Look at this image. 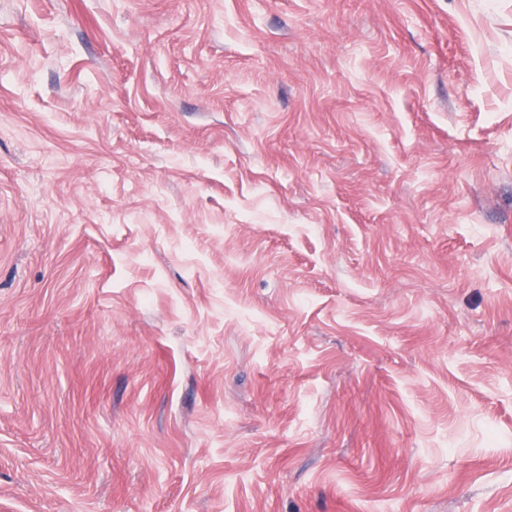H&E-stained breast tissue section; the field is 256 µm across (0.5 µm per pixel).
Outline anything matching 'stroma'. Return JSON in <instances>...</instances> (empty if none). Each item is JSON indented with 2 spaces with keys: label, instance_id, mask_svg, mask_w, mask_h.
<instances>
[{
  "label": "stroma",
  "instance_id": "1",
  "mask_svg": "<svg viewBox=\"0 0 512 512\" xmlns=\"http://www.w3.org/2000/svg\"><path fill=\"white\" fill-rule=\"evenodd\" d=\"M0 512H512V0H0Z\"/></svg>",
  "mask_w": 512,
  "mask_h": 512
}]
</instances>
